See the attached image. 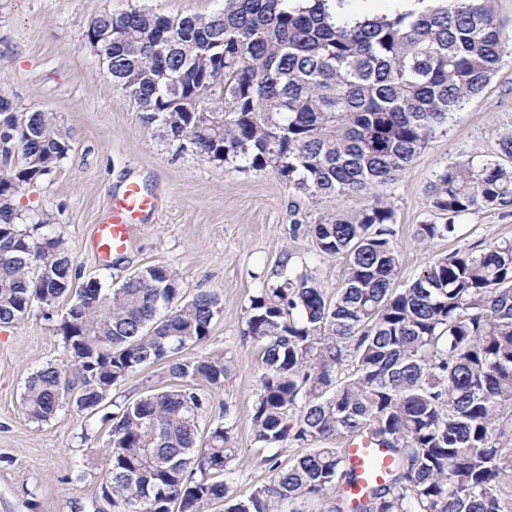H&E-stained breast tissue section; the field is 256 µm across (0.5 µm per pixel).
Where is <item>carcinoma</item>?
<instances>
[{
  "instance_id": "obj_1",
  "label": "carcinoma",
  "mask_w": 512,
  "mask_h": 512,
  "mask_svg": "<svg viewBox=\"0 0 512 512\" xmlns=\"http://www.w3.org/2000/svg\"><path fill=\"white\" fill-rule=\"evenodd\" d=\"M328 0H224L209 15L102 11L92 29L112 32L100 56L138 119L197 155L238 169L274 168L319 200L374 192L353 213L290 225L320 256L346 258L332 294L279 261L275 279L249 299L240 330L260 346L253 436L272 451L267 483L246 497L225 479L230 408L201 427L210 399L230 379L205 343L219 297L187 296L164 264L108 287L77 277L48 214L21 213L14 198L71 150L53 114H19L0 97V324L49 312L71 293L60 322L62 359L26 380V419L43 424L67 407L97 413L131 374L167 365L178 384L147 389L104 415L108 446L102 495L115 512H299L325 501L348 512L352 481L339 435L390 450L384 482L354 512H512V242H490L426 266L399 287L395 213L375 190L393 184L489 84L512 52V25L496 0H434L418 16L396 11L335 18ZM431 206L446 217L421 224L419 242L454 234L455 219L512 208V166L493 156L453 161L435 176ZM349 377H337L344 364ZM289 443L308 446L287 467Z\"/></svg>"
}]
</instances>
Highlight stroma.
Returning a JSON list of instances; mask_svg holds the SVG:
<instances>
[{"label": "stroma", "instance_id": "obj_1", "mask_svg": "<svg viewBox=\"0 0 512 512\" xmlns=\"http://www.w3.org/2000/svg\"><path fill=\"white\" fill-rule=\"evenodd\" d=\"M140 6L167 16L208 14L219 0H0V96L18 112L53 113L71 137V150L51 176L26 187L19 210L49 213L82 278L112 285L150 264L170 266L186 294H219L222 310L203 346L188 356L221 352L232 365L224 388L210 396L213 410L229 405L238 450L228 476L234 495H248L267 481L264 452L252 434V407L259 377L258 347L242 342L240 329L249 298L284 255L306 263L327 290L338 288L343 257H320L308 239L290 234L294 221L316 223L323 215L353 212L368 204L362 194L315 201L281 180L276 169L256 172L200 158L164 142L143 125L133 103L112 85L85 42L100 11ZM512 129V63L485 90L454 113L439 136L382 198L395 211L399 284L433 260L468 253L479 243L512 242V209L484 210L457 220L453 236L431 244L416 238L419 224L443 223L430 205L429 186L446 162H476L494 154L500 133ZM153 198L128 247L100 260L95 227L108 216L114 196L130 185ZM72 303L61 298L51 315L34 310L23 322L0 326V512H111L102 496V454L107 428L102 414L114 402L153 387L174 385L165 364L130 375L106 395L100 411L65 409L49 422L29 423L22 413L27 377L61 359L60 321Z\"/></svg>", "mask_w": 512, "mask_h": 512}]
</instances>
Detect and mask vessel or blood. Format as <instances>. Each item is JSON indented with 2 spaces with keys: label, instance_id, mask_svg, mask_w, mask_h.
<instances>
[{
  "label": "vessel or blood",
  "instance_id": "1",
  "mask_svg": "<svg viewBox=\"0 0 512 512\" xmlns=\"http://www.w3.org/2000/svg\"><path fill=\"white\" fill-rule=\"evenodd\" d=\"M155 207V201L135 185L129 186L121 196L113 198L109 219L95 229L94 243L97 251L109 254L124 249L136 224ZM392 461L388 449L350 443L344 450V462L353 471L355 481L346 486V493L356 498L362 496L373 484L383 482Z\"/></svg>",
  "mask_w": 512,
  "mask_h": 512
}]
</instances>
